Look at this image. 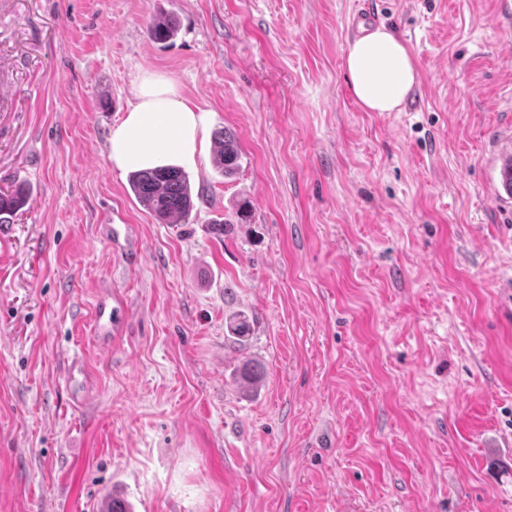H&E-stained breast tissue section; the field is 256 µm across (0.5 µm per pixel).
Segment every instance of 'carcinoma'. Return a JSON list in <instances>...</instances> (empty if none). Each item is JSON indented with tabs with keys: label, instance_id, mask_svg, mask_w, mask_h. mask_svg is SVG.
Masks as SVG:
<instances>
[{
	"label": "carcinoma",
	"instance_id": "1",
	"mask_svg": "<svg viewBox=\"0 0 512 512\" xmlns=\"http://www.w3.org/2000/svg\"><path fill=\"white\" fill-rule=\"evenodd\" d=\"M149 36L157 42L172 40L177 33L174 22L167 17L152 18L147 27ZM215 164L225 177L233 176L240 166V151L233 135L221 130L215 135ZM130 186L136 199L161 224H179L193 209L190 186L186 174L173 167L133 172ZM24 190L0 193V224L10 223L13 214L26 203ZM231 337L242 341L250 335V321L239 316L228 326Z\"/></svg>",
	"mask_w": 512,
	"mask_h": 512
}]
</instances>
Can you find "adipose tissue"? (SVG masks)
Returning <instances> with one entry per match:
<instances>
[{"label":"adipose tissue","mask_w":512,"mask_h":512,"mask_svg":"<svg viewBox=\"0 0 512 512\" xmlns=\"http://www.w3.org/2000/svg\"><path fill=\"white\" fill-rule=\"evenodd\" d=\"M345 65L368 112L399 111L418 81L410 48L383 27L351 42ZM133 94L135 104L112 130L113 167L126 172L193 161L208 125L206 112L188 104L175 81L158 71H143Z\"/></svg>","instance_id":"1"}]
</instances>
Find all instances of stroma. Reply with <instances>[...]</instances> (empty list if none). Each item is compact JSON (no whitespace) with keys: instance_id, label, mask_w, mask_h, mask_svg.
Segmentation results:
<instances>
[{"instance_id":"35a3bbf8","label":"stroma","mask_w":512,"mask_h":512,"mask_svg":"<svg viewBox=\"0 0 512 512\" xmlns=\"http://www.w3.org/2000/svg\"><path fill=\"white\" fill-rule=\"evenodd\" d=\"M371 5L419 72L397 112L350 87L345 18ZM0 51V192L28 195L0 224V512H512V0H10ZM144 69L209 114L179 224L109 159ZM149 36L157 42H167L172 40L177 33L174 22L167 17L152 18L147 27ZM5 68H14L11 56H0V112H16L19 99L13 86L1 79V72ZM215 164L227 178L233 176L240 166V151L237 141L225 129L215 135ZM101 235L105 236L113 250L127 251L136 243L137 235L131 224H101ZM124 300L112 288L100 291L95 309L96 334L99 345L108 350L123 319ZM67 378L71 386L73 405L80 407L90 392V381L84 372L81 363L73 360L69 366Z\"/></svg>"}]
</instances>
